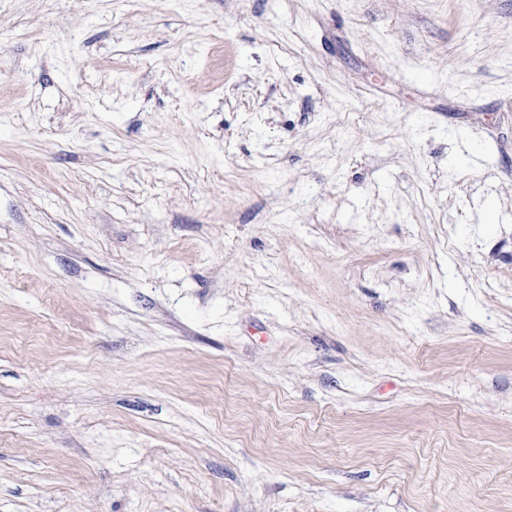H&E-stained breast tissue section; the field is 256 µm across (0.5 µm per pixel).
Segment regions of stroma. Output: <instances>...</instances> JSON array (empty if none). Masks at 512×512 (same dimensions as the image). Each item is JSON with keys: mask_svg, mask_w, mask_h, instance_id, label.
<instances>
[{"mask_svg": "<svg viewBox=\"0 0 512 512\" xmlns=\"http://www.w3.org/2000/svg\"><path fill=\"white\" fill-rule=\"evenodd\" d=\"M0 512H512V0H0Z\"/></svg>", "mask_w": 512, "mask_h": 512, "instance_id": "1", "label": "stroma"}]
</instances>
